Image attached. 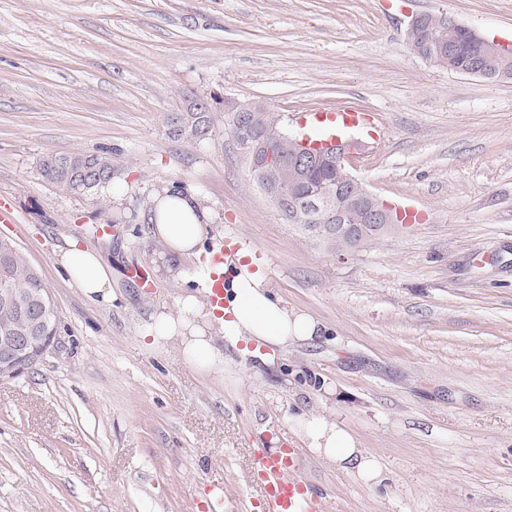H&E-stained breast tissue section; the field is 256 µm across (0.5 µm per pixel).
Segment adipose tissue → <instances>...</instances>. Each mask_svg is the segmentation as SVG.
<instances>
[{
  "label": "adipose tissue",
  "instance_id": "obj_1",
  "mask_svg": "<svg viewBox=\"0 0 512 512\" xmlns=\"http://www.w3.org/2000/svg\"><path fill=\"white\" fill-rule=\"evenodd\" d=\"M150 222L153 236L166 249L162 260L167 276L179 279L181 261L202 251L210 213L200 205L195 194L166 189L153 201ZM56 261L87 299L97 304L111 303L112 270L99 253L73 242L59 252ZM232 267L223 316L202 310L195 294L180 295L174 308L156 310L148 330L153 341L179 339L187 362L204 358L214 365L221 361L208 333L214 324L236 340L256 339L273 347L308 340L318 333V324L311 316L282 305L268 288L265 273L251 270L244 253L235 255ZM297 426L311 453L338 470L358 475L364 482L381 481L382 464L375 455L360 448L357 438L347 428L322 416L298 417Z\"/></svg>",
  "mask_w": 512,
  "mask_h": 512
}]
</instances>
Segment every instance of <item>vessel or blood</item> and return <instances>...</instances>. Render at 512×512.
Wrapping results in <instances>:
<instances>
[{
    "label": "vessel or blood",
    "mask_w": 512,
    "mask_h": 512,
    "mask_svg": "<svg viewBox=\"0 0 512 512\" xmlns=\"http://www.w3.org/2000/svg\"><path fill=\"white\" fill-rule=\"evenodd\" d=\"M296 121L301 130L317 140L347 129L366 126V114L352 107L337 112H302ZM210 270L207 285L209 303L224 305V253L216 250L202 259ZM253 477L259 482L264 495L260 502L250 504L248 512H325V502L313 497L305 479L298 472L292 457L282 454L258 452ZM198 512H225L224 486L213 482L203 487L196 498Z\"/></svg>",
    "instance_id": "b4317fda"
}]
</instances>
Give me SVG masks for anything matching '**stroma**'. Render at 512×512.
Segmentation results:
<instances>
[{"label":"stroma","mask_w":512,"mask_h":512,"mask_svg":"<svg viewBox=\"0 0 512 512\" xmlns=\"http://www.w3.org/2000/svg\"><path fill=\"white\" fill-rule=\"evenodd\" d=\"M445 16L512 43V0H0V224L35 265L62 350L0 383V512H197L224 484L233 512L260 495L259 448L292 450L328 512H512V78L448 72L406 40L411 16ZM209 101L202 142L164 113ZM367 113L382 137L350 173L420 221L337 258L289 223L250 175L224 110ZM105 149L114 183L75 196L39 169L48 154ZM196 192L205 251L249 243L284 306L319 338L274 348L215 331L222 365L183 362L143 334L198 257L166 281L150 234L161 189ZM111 222V235L95 228ZM112 269L96 305L55 262L69 241ZM147 271L151 292L132 279ZM322 413L375 453L368 485L305 448L294 418ZM196 507L199 512H224V484L213 482L203 487L196 497Z\"/></svg>","instance_id":"1"}]
</instances>
